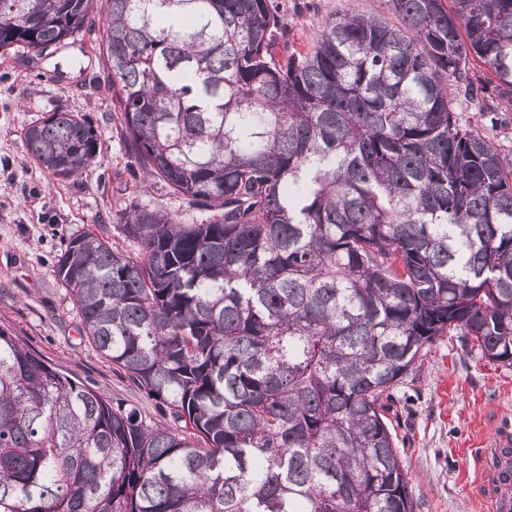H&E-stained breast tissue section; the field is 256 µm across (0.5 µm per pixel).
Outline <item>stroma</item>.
<instances>
[{"label":"stroma","mask_w":512,"mask_h":512,"mask_svg":"<svg viewBox=\"0 0 512 512\" xmlns=\"http://www.w3.org/2000/svg\"><path fill=\"white\" fill-rule=\"evenodd\" d=\"M280 3L288 39L302 51L313 46L323 19L345 10L398 21L387 0ZM106 14V0H93L90 33L31 60L0 55V327L61 371L139 405L154 419V404L81 336L78 312L53 272L65 239L76 231L122 242L112 216L128 198L191 223L205 218L183 210L162 182L143 186L128 174L117 135L120 114L98 50ZM56 111L84 115L98 130L102 151L83 178L50 179L23 146V129ZM395 394L406 418L397 446L411 473L416 512H491L481 485V451L512 426V366L467 354L445 338Z\"/></svg>","instance_id":"obj_1"}]
</instances>
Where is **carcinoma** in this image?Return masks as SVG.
I'll return each instance as SVG.
<instances>
[{
  "label": "carcinoma",
  "mask_w": 512,
  "mask_h": 512,
  "mask_svg": "<svg viewBox=\"0 0 512 512\" xmlns=\"http://www.w3.org/2000/svg\"><path fill=\"white\" fill-rule=\"evenodd\" d=\"M108 2L130 171L208 218L130 199L136 254L80 231L54 266L162 419L0 329V512H416L396 386L444 336L512 364V0H388L307 52L278 0ZM91 4L0 0V53ZM22 142L61 181L101 151L76 112Z\"/></svg>",
  "instance_id": "obj_1"
}]
</instances>
